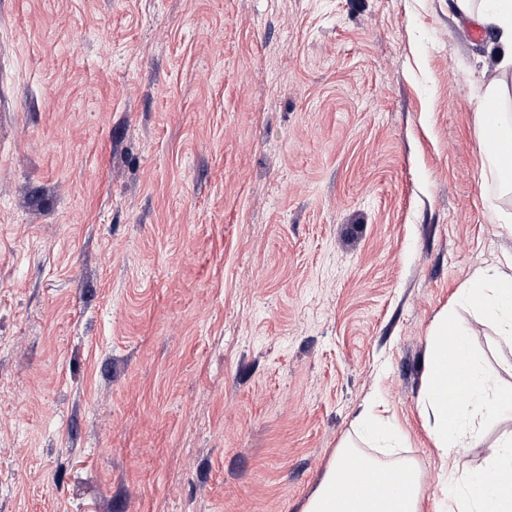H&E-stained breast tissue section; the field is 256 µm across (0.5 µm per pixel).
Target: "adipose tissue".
<instances>
[{"label": "adipose tissue", "instance_id": "adipose-tissue-1", "mask_svg": "<svg viewBox=\"0 0 512 512\" xmlns=\"http://www.w3.org/2000/svg\"><path fill=\"white\" fill-rule=\"evenodd\" d=\"M455 9L495 35L501 69L483 81L481 101L492 99L499 107H512V0H455ZM457 303L512 340V256L478 270ZM452 370L465 384L463 394L455 398L448 395ZM422 408L434 446L444 457L473 447L486 421L512 413V394L498 389L492 373L474 355L464 329L445 313L437 318L428 346ZM356 424L355 440L344 444L327 467L303 512H420V474L412 460L393 456L390 425L365 411ZM362 440L381 442L383 457L361 452ZM489 462L496 474L493 482L448 476L441 512H512V433L502 437ZM354 472L361 474V482L349 495L337 497V483Z\"/></svg>", "mask_w": 512, "mask_h": 512}]
</instances>
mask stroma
I'll list each match as a JSON object with an SVG mask.
<instances>
[{
    "instance_id": "stroma-1",
    "label": "stroma",
    "mask_w": 512,
    "mask_h": 512,
    "mask_svg": "<svg viewBox=\"0 0 512 512\" xmlns=\"http://www.w3.org/2000/svg\"><path fill=\"white\" fill-rule=\"evenodd\" d=\"M454 0H0V512H302L368 404L438 512L437 317L512 254ZM512 391V345L463 314Z\"/></svg>"
}]
</instances>
